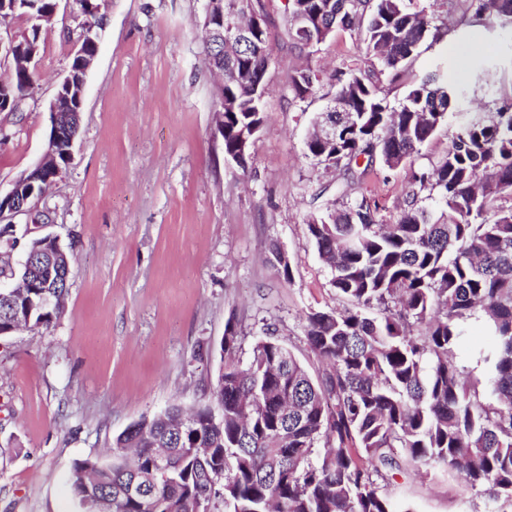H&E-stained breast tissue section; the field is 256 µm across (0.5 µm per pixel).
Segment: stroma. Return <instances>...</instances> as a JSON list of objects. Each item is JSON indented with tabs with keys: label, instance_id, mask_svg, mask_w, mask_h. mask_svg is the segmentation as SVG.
<instances>
[{
	"label": "stroma",
	"instance_id": "obj_1",
	"mask_svg": "<svg viewBox=\"0 0 512 512\" xmlns=\"http://www.w3.org/2000/svg\"><path fill=\"white\" fill-rule=\"evenodd\" d=\"M268 19L273 62L263 126L247 165L224 156L215 124L219 81L202 54L205 0H105V24L88 77L81 125L62 178L36 210L44 233L73 255L64 312L50 327L0 337V512H81L71 492L77 462L112 456L130 424L177 405L207 403L227 322L242 336L241 360L268 335L288 345L312 375L304 317L344 310L308 232L310 214L341 197L344 175L306 153L314 117L334 97L338 71L377 69L355 31L295 50L284 34L288 0H257ZM433 8L450 31L422 48L402 81L385 84L390 106L440 62L463 80L464 112L512 100V31L462 12ZM62 0L41 37L42 78L17 112H0V187L33 168L50 132L49 104L83 33ZM479 42L492 69L472 64ZM319 74L315 94L294 99L289 72ZM456 130L442 126L401 166L374 162L349 192L378 202L394 222L413 172L432 169ZM453 348L464 372L482 375L479 350L493 343L481 316ZM381 490L412 512H488L483 495L443 470L404 468Z\"/></svg>",
	"mask_w": 512,
	"mask_h": 512
}]
</instances>
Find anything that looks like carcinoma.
I'll return each mask as SVG.
<instances>
[{
    "mask_svg": "<svg viewBox=\"0 0 512 512\" xmlns=\"http://www.w3.org/2000/svg\"><path fill=\"white\" fill-rule=\"evenodd\" d=\"M475 16L512 29V0H463ZM315 14L314 33L304 37L286 23L301 52L338 30L360 26L365 51L381 65L379 75H333L336 96L354 113L340 128L332 167L354 172L359 159L410 158L454 118L445 156L431 171L413 175L415 189L397 221L385 224L366 197L309 216L307 227L319 257L330 267L343 312L313 310L305 318L311 353L326 363L311 376L288 346L273 336L255 343L247 364L238 357L236 325L227 323L211 400L190 411L174 406L149 421L130 425L114 440L109 462L87 458L75 466L73 496L83 512H409L379 487L385 473L401 470L394 449L415 464H439L464 485L485 494L490 512L512 505V102L488 115L456 108L464 85L448 84L434 70L390 106L381 78L394 83L427 42L445 32L426 9L406 0H288V15L303 4ZM52 0H0L6 12L30 27L19 41L40 44L51 20ZM224 54V98L236 103L224 114V156L238 155V132L262 121L263 77L272 49L260 34L203 47ZM39 81L14 68L0 81L3 112H15ZM319 75L309 68L288 74L294 98L313 95ZM427 190L448 210L439 223L419 205ZM29 281L25 298L0 300V328L30 317L49 326L63 313L65 274L41 266L10 270ZM46 295L50 306H32ZM487 322L494 344L481 352L491 399L481 381L463 375L450 356L475 314ZM416 325L422 333H413ZM324 439V451L316 448ZM167 478L137 494L157 463Z\"/></svg>",
    "mask_w": 512,
    "mask_h": 512,
    "instance_id": "carcinoma-1",
    "label": "carcinoma"
}]
</instances>
